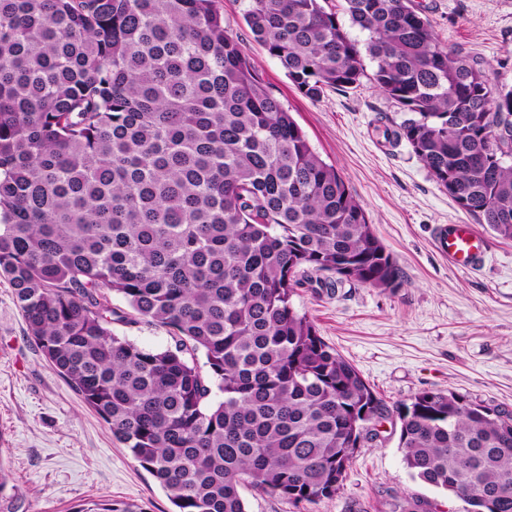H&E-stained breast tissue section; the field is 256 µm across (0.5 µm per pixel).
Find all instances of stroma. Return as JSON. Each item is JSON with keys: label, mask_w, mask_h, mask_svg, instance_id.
I'll return each instance as SVG.
<instances>
[{"label": "stroma", "mask_w": 512, "mask_h": 512, "mask_svg": "<svg viewBox=\"0 0 512 512\" xmlns=\"http://www.w3.org/2000/svg\"><path fill=\"white\" fill-rule=\"evenodd\" d=\"M440 40L490 64L512 87V0H420ZM225 27L261 80L305 132L314 150L345 177L374 231L396 261L401 284L353 282L334 291H298L295 306L315 322L388 406L423 390L452 392L512 411V241L477 226L483 265L463 271L436 249L438 225L471 223L403 141L384 127L407 117L369 78L356 89L301 94L279 61L253 38L245 0H219ZM359 449L333 498L295 504L245 491L248 512H466L461 500L412 476L399 428ZM0 512H73L91 500H134L146 512H172L154 477L113 440L27 334L10 283L0 279Z\"/></svg>", "instance_id": "35a3bbf8"}]
</instances>
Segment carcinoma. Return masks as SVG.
Wrapping results in <instances>:
<instances>
[{"label": "carcinoma", "mask_w": 512, "mask_h": 512, "mask_svg": "<svg viewBox=\"0 0 512 512\" xmlns=\"http://www.w3.org/2000/svg\"><path fill=\"white\" fill-rule=\"evenodd\" d=\"M342 10L377 90L413 114L386 139L512 240V88L414 0ZM244 20L306 97L360 84L362 51L322 0H248ZM0 277L175 512H247L244 488L331 499L394 418L412 476L470 512H512V411L429 390L391 409L295 308L301 288H396L400 271L217 0H0ZM139 322L174 345L111 329ZM111 328L117 335L126 336L140 346L164 349L171 344V339L167 331L156 325L139 323L129 326L113 323Z\"/></svg>", "instance_id": "1"}]
</instances>
